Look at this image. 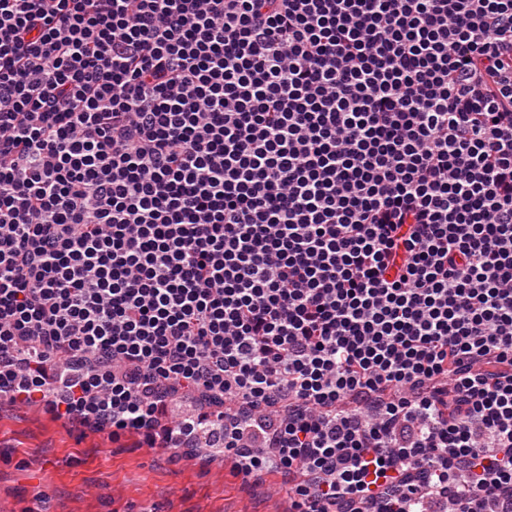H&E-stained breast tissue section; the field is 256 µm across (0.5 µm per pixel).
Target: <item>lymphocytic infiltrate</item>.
<instances>
[{"label": "lymphocytic infiltrate", "mask_w": 512, "mask_h": 512, "mask_svg": "<svg viewBox=\"0 0 512 512\" xmlns=\"http://www.w3.org/2000/svg\"><path fill=\"white\" fill-rule=\"evenodd\" d=\"M0 398L512 512V0H0Z\"/></svg>", "instance_id": "obj_1"}]
</instances>
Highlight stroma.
<instances>
[{
    "mask_svg": "<svg viewBox=\"0 0 512 512\" xmlns=\"http://www.w3.org/2000/svg\"><path fill=\"white\" fill-rule=\"evenodd\" d=\"M281 477L243 480L223 456L140 446L54 420L24 404L0 407V512H290Z\"/></svg>",
    "mask_w": 512,
    "mask_h": 512,
    "instance_id": "1",
    "label": "stroma"
}]
</instances>
